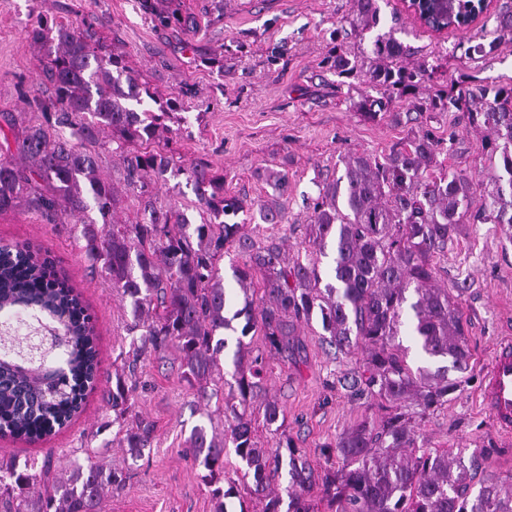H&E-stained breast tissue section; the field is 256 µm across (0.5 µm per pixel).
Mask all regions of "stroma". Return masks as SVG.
<instances>
[{
	"instance_id": "obj_1",
	"label": "stroma",
	"mask_w": 512,
	"mask_h": 512,
	"mask_svg": "<svg viewBox=\"0 0 512 512\" xmlns=\"http://www.w3.org/2000/svg\"><path fill=\"white\" fill-rule=\"evenodd\" d=\"M183 14L197 22L195 33L155 26L140 0H0V112L17 122L39 119L40 110L24 93L48 98L52 85L38 67V51L26 36L40 18L79 23L96 18L98 36L112 51L149 78L161 94H178L181 121L170 147L184 165L204 162L224 173L226 192L255 198L264 189L259 168L286 167L287 225L263 224L254 235L280 242L288 260L304 252V226L318 184L343 172L347 153L379 158L404 148L415 134L429 131L441 141L449 170L469 177L474 192L487 182L485 139L469 124L466 113L419 115L404 100L395 101L391 115L370 120L355 108L369 87L359 80L342 81L324 59L329 34L349 26L353 0H174ZM379 31L401 29V39L420 53L441 58L439 81L455 84L461 74L475 86L512 81V35L486 57H462L457 45L480 30L479 25L434 34L400 6L379 0ZM99 170L114 184L121 223H135L141 201L125 187L123 167L111 143L98 149ZM157 205L178 208L191 223L201 221L193 188L184 176L167 173L152 185ZM27 244L46 254L58 275L81 293L96 322L102 375L88 392L81 416L55 435L36 444L0 436V461L42 463L54 471L86 464L95 455L104 466L128 467L124 488L106 494L103 512H214L210 488L201 466L183 454L184 442L200 419L192 389L181 381L175 350L163 358L147 357L135 372L133 413L155 425L150 453L131 460L114 441L108 394L116 361L130 348V308L112 286L92 272L90 262L66 224L44 223L24 208L0 213V244ZM439 284L465 283L460 300L472 358L467 381L446 405L420 423L424 447L450 448L470 454L487 449L477 482L512 477V438L500 437L478 400V388L494 344L512 334V235L496 224H463L452 234L437 259ZM304 341L295 362L266 359V395L278 401L284 429L296 447L306 451L318 469L329 468L324 445L360 421L365 400L351 397L345 382L358 365L356 354H343L322 340L320 318L300 326Z\"/></svg>"
}]
</instances>
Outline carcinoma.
<instances>
[{
	"instance_id": "obj_1",
	"label": "carcinoma",
	"mask_w": 512,
	"mask_h": 512,
	"mask_svg": "<svg viewBox=\"0 0 512 512\" xmlns=\"http://www.w3.org/2000/svg\"><path fill=\"white\" fill-rule=\"evenodd\" d=\"M154 0L142 8L163 28L192 32L196 23L176 9L157 11ZM351 31L364 40L380 21L378 0H354ZM92 23L39 19L26 31L42 50L43 73L54 88L48 99L32 97L43 121L17 128L9 112L0 113V212L20 206L47 224L79 220L82 249L128 300L133 322L129 332L132 364L170 348L179 353L180 377L195 389L201 404L218 397L211 388L221 375L224 331L243 319L228 383L239 405L225 403L224 429L212 412L186 439L185 454L205 470L215 512H227L225 499L234 487L219 486L224 476V448H234L242 462L244 493L265 501L263 512H317L316 498L334 512H512V487L481 484L473 492L479 448L469 457L452 449L418 446L419 421L448 403L470 367L471 351L459 298L463 285L436 284L435 254L444 251L460 224H506L512 228V83L475 89L440 85L439 60L418 54L396 37L397 30L373 36L356 54L349 34L336 28L326 64L337 77H357L376 90L355 103L370 119L389 111L395 98L408 99L421 114L466 112L485 133L489 189L474 199L469 180L443 168L442 143L429 134L415 136L405 148L381 160L364 153L344 157V173L318 185L306 224L311 258L288 264L274 239L257 244L246 224L227 217L243 214L253 222L287 220L288 170L266 168L257 178L270 191L250 202L224 191V172L207 164L176 165L167 150L168 122L182 108L179 96L158 95L149 81L121 54L96 38ZM494 37L464 50V56H487L499 40L512 34V12L495 18ZM431 87L429 94L423 88ZM150 100L156 109L135 106ZM108 133L121 160L129 190L144 197L141 218L118 224L115 187L99 172L94 146ZM183 174L207 214L192 224L176 209H159L149 196L152 178ZM94 209L102 222L87 217ZM245 262L233 267L242 292L235 307L224 286L219 261L228 246ZM332 255L331 280L322 282L320 257ZM261 276L262 295L255 278ZM319 314L326 342L340 353L363 354L360 373L347 388L366 397L372 414L361 419L329 446L340 467L318 474L305 454L279 437L283 413L278 402L252 400L266 379L264 352L253 353L250 336L262 338L265 352L288 362L302 346L299 322ZM64 320L60 346L64 365H30L0 352V435L30 443L67 426L83 407L85 396L101 377L94 321L81 296L52 271L51 261L22 244L0 245V325L55 327ZM408 336L414 347L403 344ZM446 360L432 371L415 364ZM133 385L115 375L112 423L122 433V447L136 461L151 449L153 424L128 416ZM278 436L275 449L255 437L254 415ZM289 452L291 490L288 508L271 488L281 452ZM35 464L0 463V512H101L108 490L122 488L127 472L91 463L76 465L68 475L43 484Z\"/></svg>"
}]
</instances>
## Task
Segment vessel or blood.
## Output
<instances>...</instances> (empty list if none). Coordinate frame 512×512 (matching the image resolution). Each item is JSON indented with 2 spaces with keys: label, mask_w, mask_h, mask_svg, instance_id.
Returning <instances> with one entry per match:
<instances>
[{
  "label": "vessel or blood",
  "mask_w": 512,
  "mask_h": 512,
  "mask_svg": "<svg viewBox=\"0 0 512 512\" xmlns=\"http://www.w3.org/2000/svg\"><path fill=\"white\" fill-rule=\"evenodd\" d=\"M479 397L489 411L497 433L512 436V337L498 341L481 375Z\"/></svg>",
  "instance_id": "vessel-or-blood-1"
}]
</instances>
